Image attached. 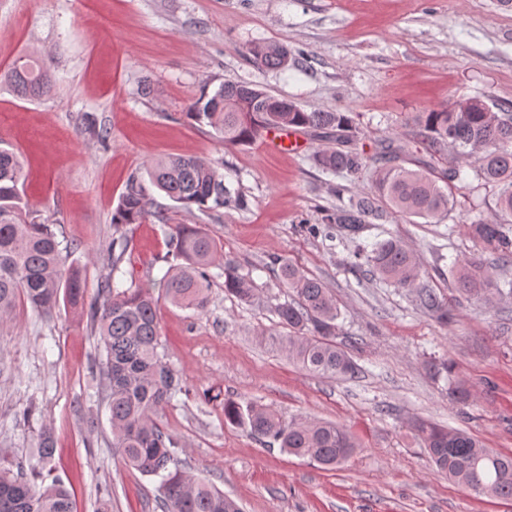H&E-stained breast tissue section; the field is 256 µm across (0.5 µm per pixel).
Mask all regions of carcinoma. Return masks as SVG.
Listing matches in <instances>:
<instances>
[{"label":"carcinoma","mask_w":512,"mask_h":512,"mask_svg":"<svg viewBox=\"0 0 512 512\" xmlns=\"http://www.w3.org/2000/svg\"><path fill=\"white\" fill-rule=\"evenodd\" d=\"M257 66H286L288 49L277 43H256L247 49ZM8 81L24 97H41L52 87L47 62L24 56L8 74ZM186 116L207 123L226 145H246L262 132L283 127L303 128L320 138L336 141V147L321 151L319 167L335 173L357 175L373 163L375 177L370 191L327 210L322 223L307 224L314 235L355 237L385 210L405 216L431 218L452 208L449 193L439 182L453 180L436 175L432 160L448 150L463 159H476V176L497 188L500 224L472 225L474 234L499 251V260H512V103L488 104L473 97L452 107L418 112L411 118L413 138L425 146L429 160L420 169L397 163L400 148L389 143L372 157L350 147L354 137L352 118L346 112L307 111L292 101L278 99L259 86L226 82L214 92H203L191 101ZM152 186L185 209L200 211L243 208L245 199L231 190L211 163L191 155L156 160L147 170ZM24 167L16 152L0 148V315L12 313L23 298L33 309L48 315L64 298L73 306L84 303L80 270L65 266L69 246L62 245L51 224H41L20 187ZM152 217L167 224L161 212L149 210L146 188L132 176L112 214V244L108 263L112 273L127 247L126 227ZM167 259L170 266L159 281L174 304L205 310L212 274L209 268L218 255V245L198 224H168ZM355 259L364 261L369 272L397 288H413L422 268L413 251L389 237L360 250ZM268 270L292 292L291 300L278 303L273 313L288 329L280 344L288 357L307 370L325 376L354 375L357 364L336 344L338 311L333 296L317 279L278 259ZM224 293L249 303L255 298L250 276L241 273L232 260H225ZM458 290L479 301H490L500 292L488 268L477 262H459ZM421 305L448 322V306L428 288L418 291ZM87 317L96 325L102 344L101 396L109 411L113 445L124 461L145 476L159 479L157 501L162 512H243L241 506L215 485L198 480L181 467L179 442L158 423L162 408L185 391L182 377L160 353L157 302L147 288H121L115 277L102 280ZM224 422L244 426L270 445L289 455L306 458L333 470L353 454L349 433L330 422H284L273 410L242 406L224 400ZM415 429L436 468L448 479L477 495L512 498V454L487 447L477 436L463 430L418 422ZM39 459L55 455L49 429L37 437ZM35 472L20 462L0 457V512H74L71 494L55 479L37 484Z\"/></svg>","instance_id":"cac0c4a2"}]
</instances>
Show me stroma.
<instances>
[{
    "instance_id": "stroma-1",
    "label": "stroma",
    "mask_w": 512,
    "mask_h": 512,
    "mask_svg": "<svg viewBox=\"0 0 512 512\" xmlns=\"http://www.w3.org/2000/svg\"><path fill=\"white\" fill-rule=\"evenodd\" d=\"M262 40L288 47L287 67L246 59ZM35 51L51 59L52 91L33 100L0 81V146L21 155L39 221L73 243L67 262L81 268L86 300L111 272L103 254L126 182L153 159L209 160L247 200L242 210L186 211L147 189L153 209L201 225L251 274L250 303L226 295L217 278L205 311L172 304L159 286L167 226L150 218L127 231L121 269L158 297L164 358L186 383L158 421L180 442L189 473L244 512H512V500L475 495L438 473L410 426L422 418L512 453V299H466L452 268L465 258L495 264L471 229L498 220L495 189L479 187L465 162L448 215L393 214L356 238L328 240L306 224L339 206L338 188L369 190L372 168L355 177L321 171L313 157L326 142L306 130L296 150L278 153L259 139L224 144L186 117L202 90L256 84L308 111L350 113L355 148L372 156L390 141L415 168L426 154L410 135L413 113L471 97L512 103V0H0V78ZM389 235L416 253L420 284L447 302L448 322L422 309L416 290L354 270L358 246ZM275 257L329 289L340 311L336 342L358 365L355 376L309 372L278 347L286 330L272 309L288 290L263 269ZM99 346L82 309L63 302L44 316L17 301L0 323V455L35 464L37 434L49 426L57 452L41 479H62L75 512L103 504L161 512L154 481L112 446L97 396ZM459 383L468 400L452 395ZM215 389L288 422L343 425L358 448L327 470L265 446L225 423L223 400L209 398Z\"/></svg>"
}]
</instances>
